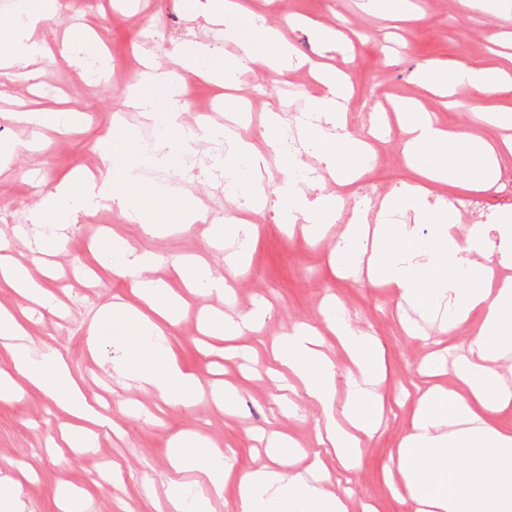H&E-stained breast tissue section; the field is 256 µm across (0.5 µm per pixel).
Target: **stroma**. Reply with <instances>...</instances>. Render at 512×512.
I'll list each match as a JSON object with an SVG mask.
<instances>
[{"mask_svg":"<svg viewBox=\"0 0 512 512\" xmlns=\"http://www.w3.org/2000/svg\"><path fill=\"white\" fill-rule=\"evenodd\" d=\"M246 11L265 25L276 28L298 54L315 62H328L344 71L350 84L345 105L349 113L346 134L355 138L369 133V116L386 109L392 99L414 98L433 113L444 128L477 135L480 127L472 120L468 104L480 99L490 109L512 106V90L482 98L467 88L457 91L460 107L448 108L440 97L423 89L415 79L416 70L431 62H463L475 68L499 64L507 43L491 42L490 31L501 29L499 18L480 8H461L456 0H408L404 14L369 11L365 0H240ZM340 30L350 42L345 51L320 53L313 27ZM89 32L107 49L110 76L95 81L80 72L59 47L63 38H80ZM48 45L46 54L30 66L31 77H18L0 84V140L13 145L12 155L0 162V241L6 248L0 257L22 263L34 274H46V286L57 307L47 310L30 304L8 288H0V306L28 310L25 328L37 345L57 349L84 390L99 394L111 391L109 417L112 428L100 435L93 454H75L61 441V431L73 424V416L56 406L49 396L25 390L17 401L0 402V478L17 476L20 469L32 470L22 481L19 497L24 512H58L55 490L59 481L87 491L96 512H168L166 490L176 480L203 490L205 475L196 469L174 472L168 463L169 444L174 435L202 431L218 448L234 452L236 474L267 463L263 443L250 438L253 430L280 432L296 439L307 459H321L332 476L333 487L349 489L348 512H362L365 502H375L379 512H405L406 507L391 494L384 482V467L409 426L415 399L411 397L419 380L418 367L427 354L439 350L449 364H456L467 352L472 325L447 334L429 328L428 341L406 335L398 322L394 292L372 286L366 277L334 272L329 253L343 234L342 225L329 226L322 241L309 242L301 232H287L274 221V205L288 178L278 153L266 150L262 185L269 206L250 214L259 235L247 256L248 268L232 269L226 251L210 242L209 227L197 223L185 231L158 239L144 236L140 225L124 220L119 210L80 217L69 232L65 248L47 256L34 248L35 227L28 216L41 200L42 191L84 169L108 164L114 173L134 170L149 193L183 203L199 200L211 212L235 213L226 196V181L220 170L209 165L188 166L184 157L172 153L163 159L143 162L146 139L156 136L133 112L123 122L114 113L122 109L124 97L139 75V63L178 70L182 44L208 41L215 51H224L223 41L208 39L201 21L190 19L182 0H76L36 30ZM265 94V111L258 116L243 115L241 122L253 138H260L268 113L279 110L306 112L307 98L316 93L312 71L303 67L285 74L266 72L260 88L241 85L238 94ZM49 104L62 111L85 113L77 130L37 127L15 120L16 111ZM120 139L121 147L108 161H101L98 144L105 135ZM404 134L393 128L370 152V189L389 193L411 180L403 154ZM436 195L457 203L467 197L477 208L458 216V234L473 224L495 223L503 206L512 205V190L494 187L486 191L435 187ZM118 234L134 247L156 255L157 276L167 278L172 266L192 255L206 263L215 276L232 287L226 299L207 294H186L187 307L177 323L167 327L169 346L178 363L198 375L203 384L213 380L236 385L241 394L237 415H225L210 401L191 409L164 405L148 388L124 387L104 371L99 361L113 358V347L102 342L90 350L89 329L100 308L121 300L137 304L130 277L120 275L121 263L111 251L99 249L101 239ZM265 299L271 317L262 335L242 336L234 356L223 357L224 344L211 340L199 347V318L209 312L231 315L247 313L254 301ZM335 300L345 309L355 328L372 336L384 358L386 377L379 391L390 413L382 429L362 447L358 468L344 469L334 454L321 451L317 442L318 407L300 401L297 416L281 412L276 384L267 370L271 364L270 345L283 331L305 322L321 327L322 348L339 370L350 366L345 353L329 331L323 330L321 308ZM136 410L157 411L161 420L147 424L124 410L125 403ZM108 470L111 487H103L99 476Z\"/></svg>","mask_w":512,"mask_h":512,"instance_id":"stroma-1","label":"stroma"}]
</instances>
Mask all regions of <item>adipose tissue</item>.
<instances>
[{
	"mask_svg": "<svg viewBox=\"0 0 512 512\" xmlns=\"http://www.w3.org/2000/svg\"><path fill=\"white\" fill-rule=\"evenodd\" d=\"M62 6V0H19L16 19L0 23V65L22 68L35 60L41 46L32 41L31 33ZM191 10L203 15L214 32L240 52L222 56L209 45L193 44L179 56L184 71L205 69L218 85L227 87L246 72L259 80L265 69L281 72L293 66L289 46L271 29L258 27L240 13L233 0H193ZM317 71L320 89L308 98L310 120L303 126V136L321 149L340 183L348 184L366 163L364 144L342 133L346 115L341 105L348 97V79L330 67L321 65ZM511 75L500 67L458 63L423 67L418 79L442 97L463 85L481 98L501 91ZM125 105L157 129L159 147L191 155L198 140L219 145L225 174L239 181L243 209L261 211L263 188L255 174L265 165L263 154L248 135L237 131L185 127L179 119L182 102L170 73H149L137 79ZM395 110L402 117L407 135L404 154L414 178L394 187L377 224L352 226L346 244L332 250L331 263L341 271L367 264L370 283L393 288L399 308L419 312V320L438 323L441 332L466 324L475 313L481 324L469 345L470 359L459 366V388L438 383L443 372L439 356H431L421 366L431 383L416 400L410 427L384 470V481L411 512H512V429L497 428L489 421L492 414L512 409V387L493 367L512 353V283L495 290L490 287L494 264L512 265V209L501 211L493 227L499 241L493 250L485 225H471L465 237H457L453 208L433 193L441 184L469 189L495 184L502 164L512 159V111L489 113L480 100L470 105L476 121L503 129L499 140L489 141L443 129L414 100L396 101ZM114 206L150 236L164 233L171 219L185 230L198 222H211L214 244L238 243V250L227 257L228 264L236 267L241 266L257 232L256 225L243 220L210 217L192 202L174 207L164 198L144 196L133 172L116 181L107 169L54 185L44 194L33 221L46 226L43 244L55 254L64 249L66 231L80 214ZM338 215L333 197H313L291 186L284 190L279 221L302 223L309 240H318L322 225L335 222ZM109 247L122 256V272L132 277V291L140 300L136 306L115 302L100 310V322L114 328L112 345L119 356L112 361L113 372L151 387L167 404L195 407L203 397L200 380L174 360L163 329L181 312L180 298L164 281L153 278L155 259L150 252L137 250L117 235ZM267 314L266 304L260 301L235 318L204 317L203 331L229 340L261 329ZM323 314L355 366L345 378L344 405L336 403V366L320 351L313 327L302 323L281 333L272 359L302 381L307 397L324 418L320 445L330 448L339 463L350 469L360 461L363 438L374 437L381 425L384 405L375 387L384 379L386 366L371 337L354 329L335 304H328ZM419 320L404 316L400 324L407 334L416 336ZM0 344L11 356L10 370H0V401L20 399L28 386L40 389L80 420L63 433L65 444L96 447L97 429L105 420L89 403L61 354L33 346L22 314L2 308ZM301 453L292 438L277 437L269 445V463L237 475L224 451L210 447L199 434L178 433L171 442V467H202L208 490L203 493L170 483L169 512H211L212 498L222 496L232 476L237 479L240 512H347L344 495L328 490L331 476L320 461L294 469Z\"/></svg>",
	"mask_w": 512,
	"mask_h": 512,
	"instance_id": "adipose-tissue-1",
	"label": "adipose tissue"
}]
</instances>
